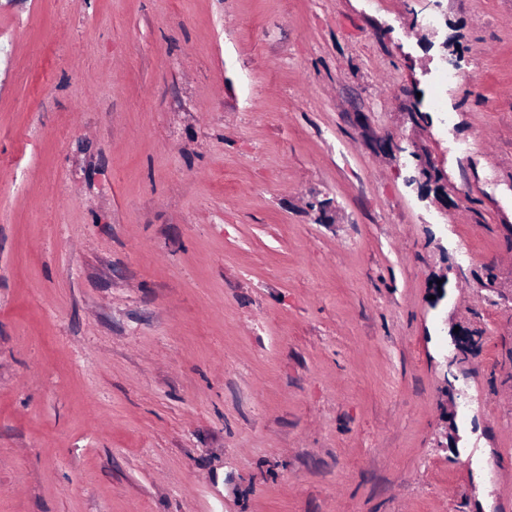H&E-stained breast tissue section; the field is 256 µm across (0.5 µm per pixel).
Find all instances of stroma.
<instances>
[{
  "instance_id": "obj_1",
  "label": "stroma",
  "mask_w": 512,
  "mask_h": 512,
  "mask_svg": "<svg viewBox=\"0 0 512 512\" xmlns=\"http://www.w3.org/2000/svg\"><path fill=\"white\" fill-rule=\"evenodd\" d=\"M0 512H512V0H0Z\"/></svg>"
}]
</instances>
